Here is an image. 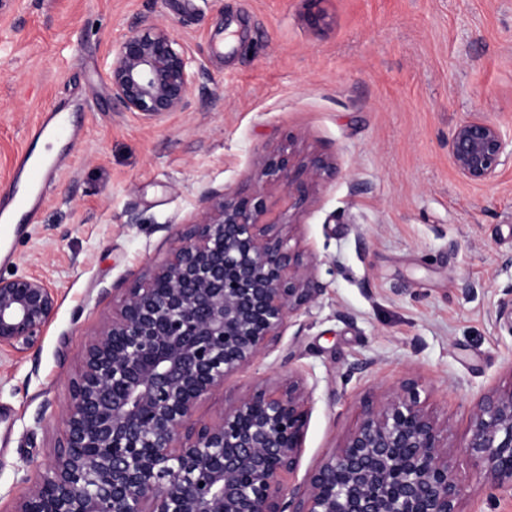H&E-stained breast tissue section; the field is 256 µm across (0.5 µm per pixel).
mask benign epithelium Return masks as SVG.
<instances>
[{
    "mask_svg": "<svg viewBox=\"0 0 512 512\" xmlns=\"http://www.w3.org/2000/svg\"><path fill=\"white\" fill-rule=\"evenodd\" d=\"M194 74L168 26L145 16L116 50L112 98L127 112H184ZM457 171L492 181L512 158L500 128L461 122L448 138ZM332 167L327 158L274 147L247 185L211 195L167 258L112 299L69 384L63 440L13 512H458L448 425L404 381L363 405L355 427L302 484L298 468L313 388L294 374L256 384L211 422L197 406L249 368L326 285L283 233ZM58 306L38 275L0 278V350L36 348ZM497 319L512 324V283ZM461 447L490 497L512 492V386L476 403Z\"/></svg>",
    "mask_w": 512,
    "mask_h": 512,
    "instance_id": "1",
    "label": "benign epithelium"
}]
</instances>
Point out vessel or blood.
<instances>
[{"instance_id":"obj_1","label":"vessel or blood","mask_w":512,"mask_h":512,"mask_svg":"<svg viewBox=\"0 0 512 512\" xmlns=\"http://www.w3.org/2000/svg\"><path fill=\"white\" fill-rule=\"evenodd\" d=\"M47 139L65 142L71 150L78 144L69 116L61 109L39 116L29 131L26 148L14 160V170L23 188L8 198H0V243H11L36 223L46 190L65 164L64 157L37 152L38 143Z\"/></svg>"}]
</instances>
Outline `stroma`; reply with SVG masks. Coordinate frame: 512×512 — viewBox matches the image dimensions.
I'll return each instance as SVG.
<instances>
[{
    "label": "stroma",
    "instance_id": "35a3bbf8",
    "mask_svg": "<svg viewBox=\"0 0 512 512\" xmlns=\"http://www.w3.org/2000/svg\"><path fill=\"white\" fill-rule=\"evenodd\" d=\"M145 15L192 60L186 111L145 116L112 99L109 64ZM53 105L84 138L0 267L46 278L59 299L36 349L0 352V512L51 462L69 380L113 295L198 220L205 191L244 185L288 141L337 163L291 240L326 290L197 419L260 380L304 375L315 390L300 484L363 401L412 377L448 424L460 512H512L510 497L488 502L460 447L478 396L512 386V330L495 314L512 283V163L479 184L448 154L476 115L512 137V0H0L1 193Z\"/></svg>",
    "mask_w": 512,
    "mask_h": 512
}]
</instances>
